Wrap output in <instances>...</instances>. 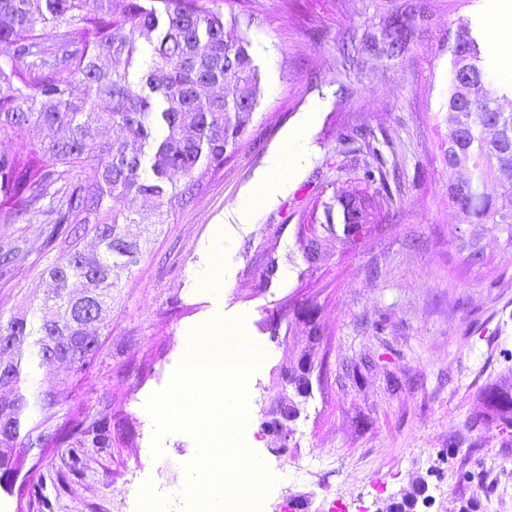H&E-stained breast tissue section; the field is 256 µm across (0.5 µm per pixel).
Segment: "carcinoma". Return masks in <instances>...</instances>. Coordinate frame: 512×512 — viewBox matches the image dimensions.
Segmentation results:
<instances>
[{
	"label": "carcinoma",
	"mask_w": 512,
	"mask_h": 512,
	"mask_svg": "<svg viewBox=\"0 0 512 512\" xmlns=\"http://www.w3.org/2000/svg\"><path fill=\"white\" fill-rule=\"evenodd\" d=\"M224 0H0V136L31 133L33 158L0 154V224L41 226L42 268L51 295L24 311L0 314V337L12 339L7 373V427L0 430V480L18 458L40 444L55 417V364L47 337L69 352L67 381L91 383L104 362V341L93 349L79 336L112 311L117 261L138 263L152 228L199 191L238 149L261 98L260 71ZM448 200L470 217V235L453 240L467 268L485 265L479 242L487 233L512 246V112L498 106L512 83L488 79L481 37L460 18L448 31ZM84 86L74 98L75 85ZM179 176L174 180L173 176ZM362 179L388 190L386 173L365 163ZM494 181L497 197L483 187ZM153 200L135 217L118 208L130 195ZM319 225L300 224L297 244L308 269L331 259L333 249L354 248L366 234L362 197L339 198ZM343 224L337 233L335 219ZM93 234L94 247L79 248ZM27 252L0 243V268L21 266ZM82 292L71 291L73 282ZM485 412L468 420L476 428L494 421L512 429V378L481 395ZM112 446V411L85 407L58 432L52 448L65 449V473L81 477L89 445ZM38 474L21 490L27 504H45Z\"/></svg>",
	"instance_id": "cac0c4a2"
}]
</instances>
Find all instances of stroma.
<instances>
[{
    "label": "stroma",
    "mask_w": 512,
    "mask_h": 512,
    "mask_svg": "<svg viewBox=\"0 0 512 512\" xmlns=\"http://www.w3.org/2000/svg\"><path fill=\"white\" fill-rule=\"evenodd\" d=\"M498 0H249L245 35L260 69L261 101L237 153L151 236L136 267L112 270L120 298L101 324L109 355L86 392L56 368L54 425L88 405L112 407V445L90 449L83 477L59 484L61 449L41 457L43 512H141L144 491L163 512H188L186 466L198 453L188 431L169 433L162 453L146 409L182 364L192 328L245 315L247 332L271 353L247 384L251 450L275 483L261 512H281L300 494L308 512H379L391 497L425 483L414 512H512V429L468 430L482 389L512 372V248L494 234L483 267H461L452 232L468 216L448 202V29L461 16L482 35L497 25ZM238 0L225 12L237 13ZM406 16L408 40L394 57L343 66L364 34ZM304 126L306 159L277 201L257 210L215 268L216 222L260 180L269 156ZM363 139L344 142L350 131ZM380 155L389 190L361 180ZM366 195L368 233L307 271L298 225L323 220L324 204ZM278 270L260 285L263 250ZM228 271L222 304L193 277ZM39 266L0 275V314L50 292ZM316 305L323 336L320 381L284 450L262 427L261 410L281 397L278 371L306 345L302 334L270 337L272 313Z\"/></svg>",
    "instance_id": "stroma-1"
}]
</instances>
